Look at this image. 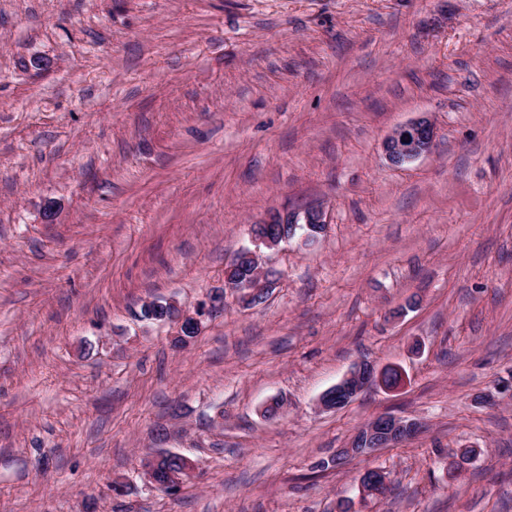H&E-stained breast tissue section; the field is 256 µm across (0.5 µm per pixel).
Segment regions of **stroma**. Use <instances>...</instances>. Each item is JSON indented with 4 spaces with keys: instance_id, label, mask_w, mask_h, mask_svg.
Returning <instances> with one entry per match:
<instances>
[{
    "instance_id": "1",
    "label": "stroma",
    "mask_w": 512,
    "mask_h": 512,
    "mask_svg": "<svg viewBox=\"0 0 512 512\" xmlns=\"http://www.w3.org/2000/svg\"><path fill=\"white\" fill-rule=\"evenodd\" d=\"M422 116L432 151L390 164ZM311 208L265 301L225 288L252 224ZM216 293L184 346L140 316ZM362 360L402 384L322 409ZM385 412L419 432L320 469ZM344 500L512 512V0H0V512ZM435 140V126L427 117L399 126L388 134L382 142V150L387 160L402 166L415 158L429 153ZM376 474H367L360 477L359 490L363 497L373 496L374 498L384 497L389 489V479L382 471Z\"/></svg>"
}]
</instances>
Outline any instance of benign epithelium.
<instances>
[{
    "instance_id": "7a95c632",
    "label": "benign epithelium",
    "mask_w": 512,
    "mask_h": 512,
    "mask_svg": "<svg viewBox=\"0 0 512 512\" xmlns=\"http://www.w3.org/2000/svg\"><path fill=\"white\" fill-rule=\"evenodd\" d=\"M435 140V126L427 117L399 126L388 134L382 142V150L387 160L402 166L415 158L431 151ZM277 221L291 226L288 237H293L295 230L309 224H326L324 213L320 209L311 208L303 214L288 211H276L265 220L270 224ZM246 257L252 260L255 269L250 273L246 282L240 286L243 298L252 300L258 295L270 290L274 284L269 272L263 270L259 253L256 250H244ZM222 303V297L215 296L208 305L190 314L176 302L170 300L168 305L175 311L173 320L178 322L179 330L191 327L194 332L201 329L202 317ZM372 386H384V370L374 365L360 362L352 366L333 387L320 398V406L325 410H338L349 404L365 389ZM416 422L392 414H379L366 422L355 434L347 448L336 451L334 459L339 460L352 455H368L382 448L396 447L411 439L417 432ZM389 489V479L384 472L363 474L359 480V490L362 496L384 497Z\"/></svg>"
}]
</instances>
